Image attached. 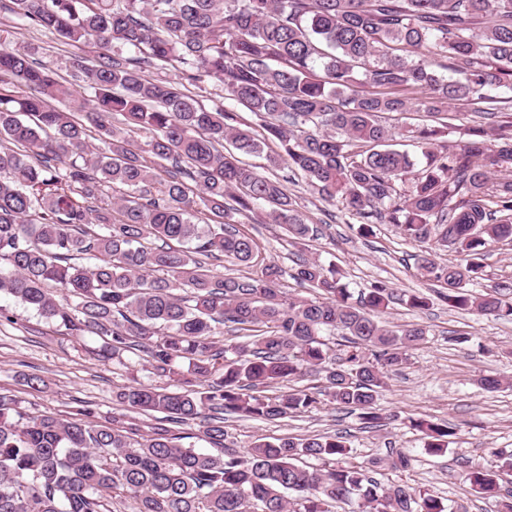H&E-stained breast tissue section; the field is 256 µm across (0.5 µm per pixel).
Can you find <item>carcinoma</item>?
Listing matches in <instances>:
<instances>
[{
	"mask_svg": "<svg viewBox=\"0 0 512 512\" xmlns=\"http://www.w3.org/2000/svg\"><path fill=\"white\" fill-rule=\"evenodd\" d=\"M0 13L50 40L97 47L70 61L91 91L90 112L37 50L0 49V294L101 337L105 358L143 352L154 374L186 386L135 381L115 393L120 406L172 424L198 420L218 448L226 415L275 421L324 401L376 428L389 373L426 336L378 319L393 298L386 284L355 301L336 267L317 259L291 274L317 297L285 296V270L232 223L264 205L265 223L285 226L293 243L310 235L281 181L240 159L261 141L224 105L147 78L152 69L191 84L218 79L225 99L267 118L266 138L281 148L268 166L285 164L322 199H342L363 235L378 221L395 225L420 247L415 265L449 306L512 319L507 287L468 290L486 254L512 243V120H497L500 105L512 106V0H0ZM418 51L447 59L448 75L413 60ZM58 98L62 106L49 104ZM457 104L496 124L469 127L459 148L438 145ZM411 108L428 118L413 130L420 165L389 144L385 122ZM117 115L150 134L148 156L130 148ZM409 175L413 190L394 198ZM117 186L129 194L97 205ZM199 204L204 224L194 221ZM448 250L467 263L436 260ZM221 257L260 265L261 275L215 276L204 259ZM51 284L78 303L57 300ZM226 323L242 340L219 346L211 336ZM305 373L321 377L319 393L256 394ZM86 416H28L0 389V512H109L116 490L135 512H329L333 502L447 512L430 493L385 485L358 465H299L350 454L340 435L261 441L218 458L177 443L161 423L143 431ZM415 427L431 452L448 450L450 426ZM409 463L393 449L371 466ZM500 468L512 470V455L464 479L497 495Z\"/></svg>",
	"mask_w": 512,
	"mask_h": 512,
	"instance_id": "obj_1",
	"label": "carcinoma"
}]
</instances>
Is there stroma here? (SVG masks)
<instances>
[{
    "instance_id": "obj_1",
    "label": "stroma",
    "mask_w": 512,
    "mask_h": 512,
    "mask_svg": "<svg viewBox=\"0 0 512 512\" xmlns=\"http://www.w3.org/2000/svg\"><path fill=\"white\" fill-rule=\"evenodd\" d=\"M0 44L46 47L61 83L72 91L83 89V82L72 77L69 61L78 53L92 55V45L50 44L35 31L11 26L0 28ZM273 174L286 177L288 194L314 235L295 246L281 225L264 223L262 212L235 216V226L255 239L262 256L288 270L303 257L334 264L356 294L384 282L392 288L394 300L381 321L420 324L428 336L411 350L405 365L389 374L377 401L386 416L382 427L365 428L357 414L322 404L277 422L227 416L228 445L243 454L255 443L277 437L338 433L350 441L347 461L351 464H369L392 448L409 455L407 468L381 470L384 483L419 487L455 512L460 507L465 512H498L499 498L472 490L462 470L467 465L493 466L496 451H512V387L488 392L477 383L484 375L512 380V321L449 307L440 299L437 286L417 270L414 245L403 241L394 225L377 224L372 235L360 236V218L341 200H323L286 168L274 169ZM410 294L426 296L428 309L407 306ZM103 345L100 337L71 335L19 299L0 296V389L11 391L27 414L69 417L87 406L98 423L111 422L116 416L137 424L151 422V415L122 409L114 392L133 381L173 391L180 387L177 378L155 376L141 354L102 358ZM33 373L44 380L40 389L28 388L23 381ZM417 418L453 427L445 454L428 452L422 434L410 425Z\"/></svg>"
}]
</instances>
